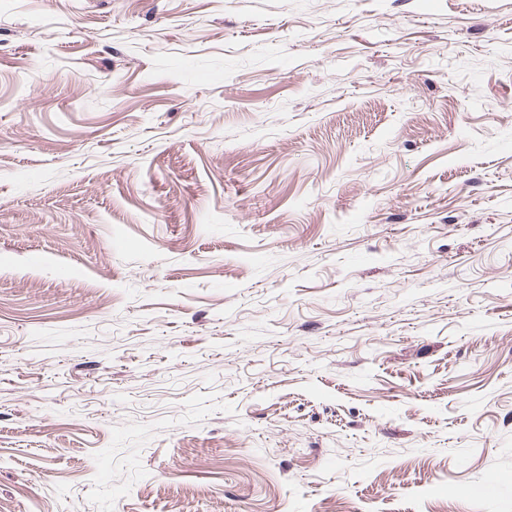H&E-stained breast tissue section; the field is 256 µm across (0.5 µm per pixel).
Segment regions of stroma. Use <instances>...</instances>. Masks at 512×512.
<instances>
[{"label": "stroma", "mask_w": 512, "mask_h": 512, "mask_svg": "<svg viewBox=\"0 0 512 512\" xmlns=\"http://www.w3.org/2000/svg\"><path fill=\"white\" fill-rule=\"evenodd\" d=\"M0 512H512V0H0Z\"/></svg>", "instance_id": "obj_1"}]
</instances>
